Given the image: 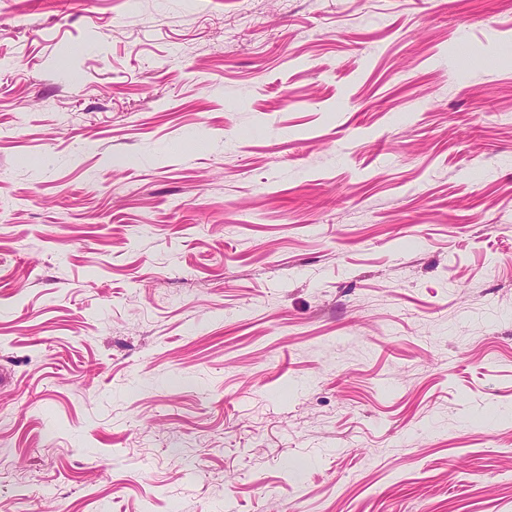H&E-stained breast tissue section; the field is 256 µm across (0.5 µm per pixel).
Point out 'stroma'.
<instances>
[{"mask_svg": "<svg viewBox=\"0 0 512 512\" xmlns=\"http://www.w3.org/2000/svg\"><path fill=\"white\" fill-rule=\"evenodd\" d=\"M0 512H512V0H0Z\"/></svg>", "mask_w": 512, "mask_h": 512, "instance_id": "35a3bbf8", "label": "stroma"}]
</instances>
